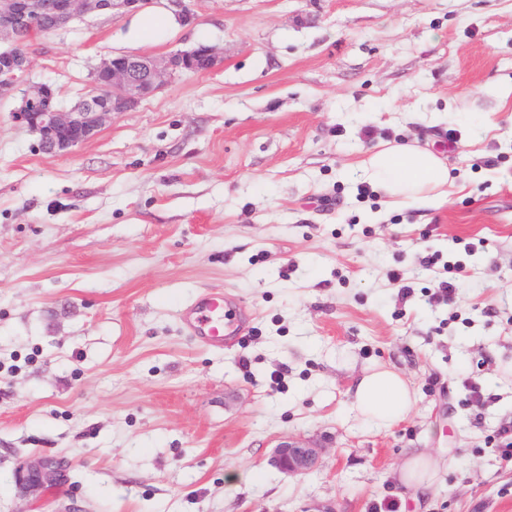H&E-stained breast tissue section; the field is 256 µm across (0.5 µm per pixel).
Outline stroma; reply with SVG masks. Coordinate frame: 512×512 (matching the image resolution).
<instances>
[{
  "mask_svg": "<svg viewBox=\"0 0 512 512\" xmlns=\"http://www.w3.org/2000/svg\"><path fill=\"white\" fill-rule=\"evenodd\" d=\"M193 11L33 39L23 87L64 110L105 58L222 57L71 151L14 119L21 89L0 95V512H26L13 471L41 454L71 461L56 499L86 512H512V0ZM413 136L445 153L447 203L350 178ZM457 260L454 301H433ZM216 292L243 323L219 347L184 319ZM373 367L417 400L389 428L349 410ZM288 437L322 443L321 466L271 467ZM416 452L440 461L425 494L398 474Z\"/></svg>",
  "mask_w": 512,
  "mask_h": 512,
  "instance_id": "obj_1",
  "label": "stroma"
}]
</instances>
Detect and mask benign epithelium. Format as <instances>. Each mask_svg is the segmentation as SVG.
Wrapping results in <instances>:
<instances>
[{
  "mask_svg": "<svg viewBox=\"0 0 512 512\" xmlns=\"http://www.w3.org/2000/svg\"><path fill=\"white\" fill-rule=\"evenodd\" d=\"M155 0H0V92L16 88L27 70L29 59L20 51L18 35L37 27L43 14L56 18L58 26L92 13L112 16L138 11ZM220 55L211 45L198 44L158 60L145 54L123 53L102 61L95 75L104 79L107 94L101 100L85 101L65 111L58 107L48 85L23 91L15 113L40 136L48 153L68 151L91 138L102 123L135 109L153 94L165 77L181 72L203 73L213 69ZM325 452L323 446L290 438L275 446L270 463L287 477L316 469ZM69 462L63 457L39 455L21 461L14 470L20 493L32 498L31 505L49 500L48 493L67 479Z\"/></svg>",
  "mask_w": 512,
  "mask_h": 512,
  "instance_id": "7a95c632",
  "label": "benign epithelium"
}]
</instances>
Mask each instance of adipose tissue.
Instances as JSON below:
<instances>
[{"label": "adipose tissue", "mask_w": 512, "mask_h": 512, "mask_svg": "<svg viewBox=\"0 0 512 512\" xmlns=\"http://www.w3.org/2000/svg\"><path fill=\"white\" fill-rule=\"evenodd\" d=\"M389 204L445 202L448 167L438 153L418 141L399 142L371 153L357 170ZM404 379L388 369H370L357 381L350 410L363 422L388 427L414 409Z\"/></svg>", "instance_id": "ef3b65f1"}]
</instances>
